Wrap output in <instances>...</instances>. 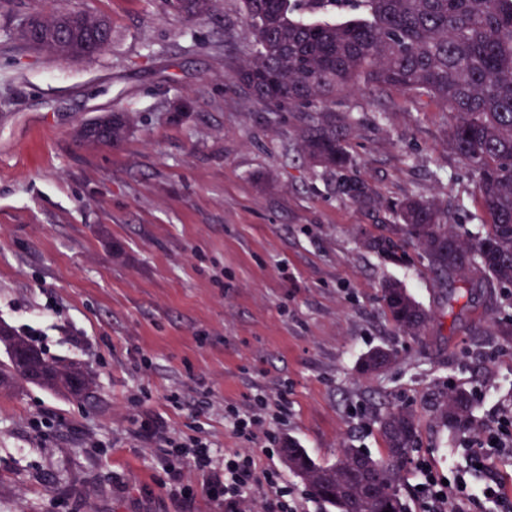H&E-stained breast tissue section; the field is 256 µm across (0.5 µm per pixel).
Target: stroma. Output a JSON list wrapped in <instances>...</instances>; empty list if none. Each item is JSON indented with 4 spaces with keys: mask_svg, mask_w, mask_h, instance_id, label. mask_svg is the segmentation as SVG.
I'll return each instance as SVG.
<instances>
[{
    "mask_svg": "<svg viewBox=\"0 0 512 512\" xmlns=\"http://www.w3.org/2000/svg\"><path fill=\"white\" fill-rule=\"evenodd\" d=\"M82 10L112 43L65 61L15 40L19 19ZM239 0L189 24L164 0H12L0 8V325L50 361L94 379L86 402L37 385L0 389V512H224L192 464L172 484L153 422L277 473L299 512H326L288 468V443L316 464L348 448L381 457L377 418L412 410L441 477L465 463L469 432L432 413L448 388L473 397L474 427L512 413V287L476 289L439 314L443 286L404 244L369 249L374 218L303 164L293 112H269L230 78L247 53ZM227 38L224 51L213 50ZM180 98L193 109L169 117ZM356 119L348 149L388 202L447 205L465 233L482 217L473 177L448 148L450 117L426 97L364 84L337 95ZM136 115L120 145L91 149L77 129ZM395 280L435 314L398 331L380 296ZM395 354L366 375L360 361ZM285 396L275 444L242 441L226 408Z\"/></svg>",
    "mask_w": 512,
    "mask_h": 512,
    "instance_id": "1",
    "label": "stroma"
}]
</instances>
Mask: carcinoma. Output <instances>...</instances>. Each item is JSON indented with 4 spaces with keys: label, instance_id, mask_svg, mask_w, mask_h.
Returning <instances> with one entry per match:
<instances>
[{
    "label": "carcinoma",
    "instance_id": "carcinoma-1",
    "mask_svg": "<svg viewBox=\"0 0 512 512\" xmlns=\"http://www.w3.org/2000/svg\"><path fill=\"white\" fill-rule=\"evenodd\" d=\"M166 5L192 23L212 15L217 0ZM242 11L250 52L234 80L268 111L299 113V155L332 177L337 194L377 214L395 212L398 223L369 247L396 257L400 242L411 241L450 282V312L487 279L512 285V0H242ZM360 80L383 92L426 96L448 112V148L470 170L487 223L461 236L435 201L411 197L389 205L359 175L347 149L350 117L330 103ZM133 124L129 113L114 112L111 134L80 140L116 146ZM382 301L403 334H422L430 315L403 286L385 284ZM0 343L8 350L1 387L28 383L91 397L80 368L47 361L5 327ZM471 409V394L450 388L435 417L465 430ZM379 424L380 459L348 448L320 466L290 444L288 467L333 512H406L399 485L417 447V417L400 409Z\"/></svg>",
    "mask_w": 512,
    "mask_h": 512
}]
</instances>
